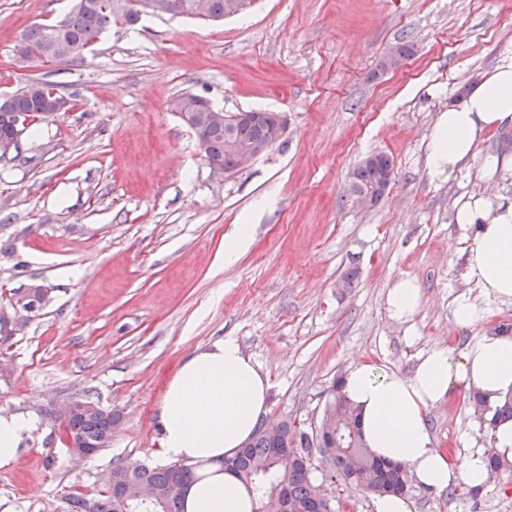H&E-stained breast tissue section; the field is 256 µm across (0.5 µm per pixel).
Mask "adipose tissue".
Returning <instances> with one entry per match:
<instances>
[{
	"instance_id": "ef3b65f1",
	"label": "adipose tissue",
	"mask_w": 512,
	"mask_h": 512,
	"mask_svg": "<svg viewBox=\"0 0 512 512\" xmlns=\"http://www.w3.org/2000/svg\"><path fill=\"white\" fill-rule=\"evenodd\" d=\"M512 127V60L483 74L467 99L437 117L430 134L428 168L449 180L477 167L481 177H512V150L484 152V132ZM455 223L473 228L465 274L484 301L456 296L454 323L468 329L482 323L487 301L512 302V202L468 197L454 205ZM422 305L418 282L399 279L386 294L389 316L412 322ZM344 395L361 412L364 439L380 458L406 463L424 488L441 493L461 485L486 487L488 454L512 461V421L490 432L491 448H468L453 462L435 446L428 411L457 388L494 402L512 394V335L475 337L457 352L423 353L410 374L366 361L353 362L340 380ZM268 378L230 337L192 353L171 379L161 404L160 454L191 467L182 492L184 512H256L257 493L224 469L268 412ZM36 426L25 414H0V467L15 462L21 443Z\"/></svg>"
}]
</instances>
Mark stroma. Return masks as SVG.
<instances>
[{"label": "stroma", "instance_id": "35a3bbf8", "mask_svg": "<svg viewBox=\"0 0 512 512\" xmlns=\"http://www.w3.org/2000/svg\"><path fill=\"white\" fill-rule=\"evenodd\" d=\"M74 0H0V95L51 85L69 111L34 121L22 159L0 163V414L32 416L17 460L0 467V512H67L104 489L114 462L162 463L158 413L182 360L230 337L271 384L267 421L311 431L334 379L356 360L410 373L430 349L461 350L512 325V302L458 328L472 242L454 223L464 195L512 200V182L429 172L430 133L480 75L512 59V0H248L207 21L146 14L108 31L68 65L21 61L33 23L60 20ZM413 45L379 73L392 48ZM191 92L227 112L288 115L284 142L236 173L213 174L197 134L170 109ZM383 152L393 182L379 204L349 200V174ZM249 249L224 261L236 225ZM357 269L353 287L338 289ZM417 279L412 327L392 320L386 293ZM49 300H12L32 284ZM120 416L112 443L71 454L55 419L71 397ZM460 389L434 406L435 445L459 459L488 446L487 426ZM311 477L336 512H373V497L332 483L320 455ZM412 512H512V469L485 492L413 485Z\"/></svg>", "mask_w": 512, "mask_h": 512}]
</instances>
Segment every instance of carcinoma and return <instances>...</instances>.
<instances>
[{
  "label": "carcinoma",
  "instance_id": "obj_1",
  "mask_svg": "<svg viewBox=\"0 0 512 512\" xmlns=\"http://www.w3.org/2000/svg\"><path fill=\"white\" fill-rule=\"evenodd\" d=\"M141 14L129 0H76L66 15L55 23H35L27 29L17 46L23 60L67 63L82 59L93 50L112 24L133 26ZM56 96L49 85L33 82L14 94L6 104H0V141L16 134L13 114L23 112L37 118H50L57 112ZM270 123L257 121L249 113L229 128L211 125L201 132L206 156L224 163L228 170L237 167V155L231 146L248 148L267 139ZM394 170L393 162L384 153L364 157L350 173V190L356 193L374 190L386 182ZM94 409L78 408L64 417L61 427L76 443L97 453L112 442V426L116 413L93 403ZM471 406L480 420L492 427L497 422L512 419V397L491 405L479 395H473ZM319 427L326 440L321 454L334 457L335 478L347 488L368 494H399L410 491V475L406 464L376 457L367 447L361 428L360 411L342 393L339 381L329 389ZM273 436L259 426L254 435L232 457L224 459V470L255 488L258 494L257 512H335L336 499L321 496L320 486L310 475V449L291 459L278 457L273 449L293 443L296 425L283 420ZM177 463L144 465L131 470L123 462L112 464L105 490L96 498L75 496L70 500V512H183L180 491L174 485ZM142 484L150 487L155 499L144 502L129 498L120 501L119 486Z\"/></svg>",
  "mask_w": 512,
  "mask_h": 512
}]
</instances>
